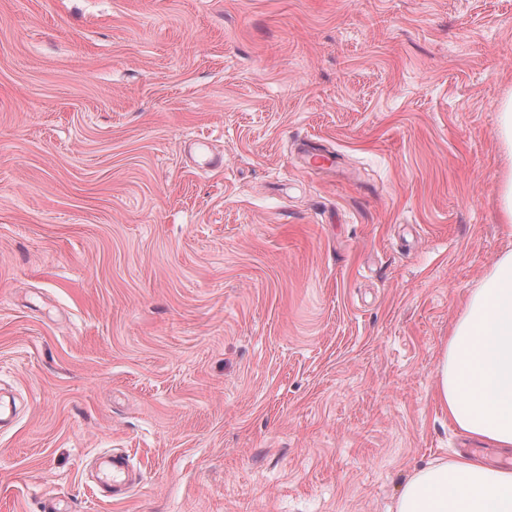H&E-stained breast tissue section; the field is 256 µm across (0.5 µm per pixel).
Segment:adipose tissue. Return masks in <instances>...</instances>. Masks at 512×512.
Segmentation results:
<instances>
[{"label": "adipose tissue", "instance_id": "adipose-tissue-1", "mask_svg": "<svg viewBox=\"0 0 512 512\" xmlns=\"http://www.w3.org/2000/svg\"><path fill=\"white\" fill-rule=\"evenodd\" d=\"M441 410L458 430L512 450V249L484 273L436 368ZM394 512H512V469L436 458L403 485Z\"/></svg>", "mask_w": 512, "mask_h": 512}]
</instances>
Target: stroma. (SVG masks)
I'll list each match as a JSON object with an SVG mask.
<instances>
[{
  "mask_svg": "<svg viewBox=\"0 0 512 512\" xmlns=\"http://www.w3.org/2000/svg\"><path fill=\"white\" fill-rule=\"evenodd\" d=\"M509 92L512 0H0V512H391L472 447ZM498 134L502 149L512 157V95L510 94L500 101ZM98 480L102 486L112 491V501H123L132 485V474L128 458L124 454L112 452L101 458L98 470Z\"/></svg>",
  "mask_w": 512,
  "mask_h": 512,
  "instance_id": "35a3bbf8",
  "label": "stroma"
}]
</instances>
